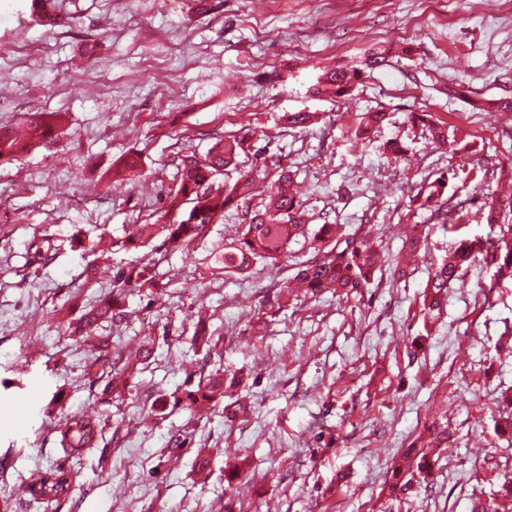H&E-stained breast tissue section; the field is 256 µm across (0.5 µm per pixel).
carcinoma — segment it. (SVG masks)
<instances>
[{
	"instance_id": "1",
	"label": "carcinoma",
	"mask_w": 512,
	"mask_h": 512,
	"mask_svg": "<svg viewBox=\"0 0 512 512\" xmlns=\"http://www.w3.org/2000/svg\"><path fill=\"white\" fill-rule=\"evenodd\" d=\"M30 7L45 26H55L58 15L52 0H30ZM387 62L385 51L370 49L360 64L343 65L324 72L318 78L313 94L335 101L353 95L363 74ZM476 107L482 111L512 110V101L506 98L479 99ZM387 120L384 111L367 112L361 117L356 135L368 137ZM64 118L50 113L29 127V136L17 137L15 131L0 129V161H11L28 148L54 140ZM408 123L413 129L438 145L448 144V129L426 112H411ZM250 145L244 136L222 135L206 154L199 155L196 148L186 145L177 152L175 159V188L169 195L170 205L154 222L141 224L136 233L125 240V246L138 249L148 246L153 239L163 238L162 245L186 248L203 240L211 225L224 219V211L235 208L241 212V232L238 237L224 243L220 269L226 273H243L255 261L276 262L288 254V247L299 238L310 237L313 254L298 267L295 278L313 294L331 292L350 297L361 293L373 280L379 256L370 232L346 234L337 224H323L314 234H309L304 224L303 201L291 190L290 171L283 169L277 178L268 183H257L248 172H239L233 182L224 179L229 168L239 166L238 158L249 153ZM455 174H439L434 179L421 181L413 201L418 209L427 210L440 221L448 224L450 210L445 208L444 196L449 181ZM512 213V194L487 196L480 206L479 222L498 227L493 237L486 239L463 238L454 242L448 255L436 266L425 285L424 310L432 317L440 310L441 299L460 274L477 259H483L496 268V276H512V224L500 223L503 213ZM114 297L105 301L79 320L76 333L91 330L102 320L115 321L123 317L119 303L127 288L149 289L157 287L152 264L142 262L118 271ZM186 406L206 405L224 394V376L200 374L195 384L184 383ZM100 422L93 415H72L61 432L60 443L64 448H92L97 444ZM430 459L425 446L407 449L392 469L393 488L405 489L415 473L429 474ZM73 476L56 468L41 472L29 488L30 494L47 503H58L68 496Z\"/></svg>"
}]
</instances>
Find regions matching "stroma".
I'll use <instances>...</instances> for the list:
<instances>
[{
	"label": "stroma",
	"instance_id": "1",
	"mask_svg": "<svg viewBox=\"0 0 512 512\" xmlns=\"http://www.w3.org/2000/svg\"><path fill=\"white\" fill-rule=\"evenodd\" d=\"M55 2L61 27L40 25L30 0H0V126L67 119L52 147L0 162V512H472L476 495L496 493L512 476V430L496 427L512 406V277L480 261L440 315L420 305L453 241L492 235L475 212L512 181V112L446 95L458 84L512 98V0H210L203 14L192 0ZM404 43L412 57L397 54ZM371 45L389 64L355 100L312 95L323 68ZM379 108L388 122L353 146L361 113ZM299 111L319 119L285 128ZM411 111L445 121L462 148L413 134ZM214 133L248 137L241 166L257 180L295 172L310 226L325 212L371 230L384 263L361 296L290 290L304 241L276 264L219 273L212 254L235 232L233 209L187 249L123 247L130 225L165 209L176 153L205 152ZM396 137L408 145L398 163L383 150ZM131 151L143 177L110 182ZM452 169L458 230L424 210L406 220L413 187ZM411 222L421 249L396 280ZM42 235L54 254L44 265L30 249ZM143 259L158 288L127 289L124 319L96 330L117 364L136 362L113 394L89 383L94 341L71 329ZM200 324L215 352L196 341ZM217 369L214 410L175 403L187 376ZM34 385L39 400L18 412L12 397ZM90 411L97 445L62 447L67 418ZM442 424L450 436L429 476L392 492L393 461ZM175 435L187 443L172 454ZM50 467L73 475L56 507L25 492Z\"/></svg>",
	"mask_w": 512,
	"mask_h": 512
}]
</instances>
